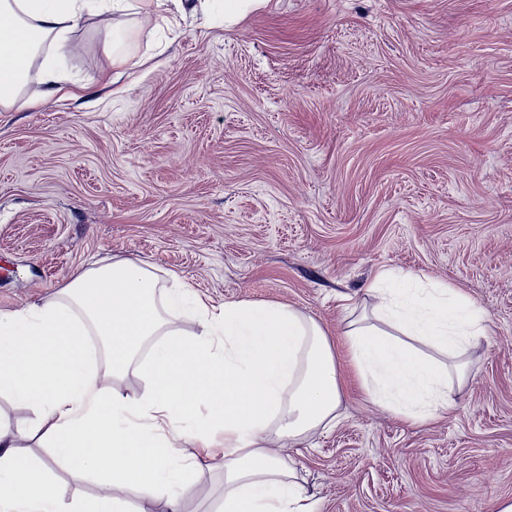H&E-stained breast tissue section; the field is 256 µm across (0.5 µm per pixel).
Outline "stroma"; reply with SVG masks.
<instances>
[{
  "instance_id": "obj_1",
  "label": "stroma",
  "mask_w": 512,
  "mask_h": 512,
  "mask_svg": "<svg viewBox=\"0 0 512 512\" xmlns=\"http://www.w3.org/2000/svg\"><path fill=\"white\" fill-rule=\"evenodd\" d=\"M133 67L84 19L67 61L89 98L0 112V311L88 261L176 273L214 303L296 306L328 331L340 424L287 443L317 512H496L512 502V0H271L226 24L141 16ZM471 298L490 331L455 408L371 404L344 332L382 271ZM0 423L42 459L39 419ZM202 468L184 512H217Z\"/></svg>"
}]
</instances>
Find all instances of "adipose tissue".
I'll return each instance as SVG.
<instances>
[{
	"mask_svg": "<svg viewBox=\"0 0 512 512\" xmlns=\"http://www.w3.org/2000/svg\"><path fill=\"white\" fill-rule=\"evenodd\" d=\"M145 8L198 10L186 0H0V112L23 96L38 104L61 92L60 61L76 51L84 18L106 21L118 46L112 64L124 67L127 34L108 20ZM419 281L378 274L367 287L370 317L346 333L371 402L414 423L454 409L468 353L490 330L469 298ZM182 313L198 317L200 332L171 328ZM132 368L143 393L122 386ZM0 389L39 415L50 450L49 462L35 461L0 427V512H129L160 496L165 512H183L197 477L181 457L189 446L222 457V512H314L293 463L272 449L336 425L342 396L325 331L298 309L217 305L188 286H161L129 259L93 263L53 300L0 312ZM60 462L91 476L96 494L68 498L50 475Z\"/></svg>",
	"mask_w": 512,
	"mask_h": 512,
	"instance_id": "obj_1",
	"label": "adipose tissue"
}]
</instances>
